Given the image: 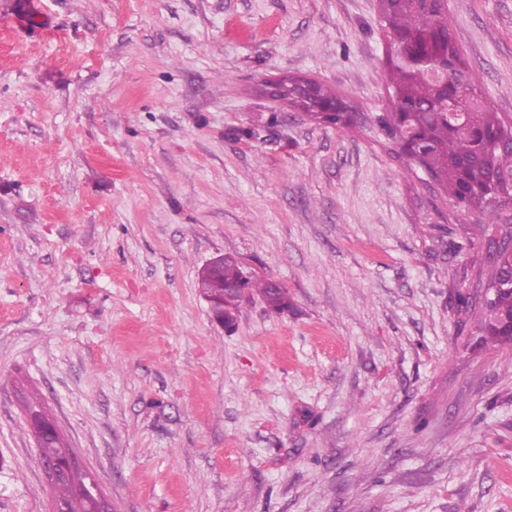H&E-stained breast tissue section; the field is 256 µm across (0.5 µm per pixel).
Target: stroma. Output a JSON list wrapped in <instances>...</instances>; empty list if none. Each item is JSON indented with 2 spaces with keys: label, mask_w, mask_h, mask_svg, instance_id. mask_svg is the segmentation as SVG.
Wrapping results in <instances>:
<instances>
[{
  "label": "stroma",
  "mask_w": 512,
  "mask_h": 512,
  "mask_svg": "<svg viewBox=\"0 0 512 512\" xmlns=\"http://www.w3.org/2000/svg\"><path fill=\"white\" fill-rule=\"evenodd\" d=\"M448 25L512 121V0ZM386 51L379 0H0V512H52L31 400L114 512H512V349L454 305L512 202L379 131ZM226 254L292 309L224 329ZM299 80L294 79H288L283 78L278 80L277 82L269 83L268 84V91L267 93L269 95H272V89L270 86L272 85L273 88V96L278 97L282 100H284L286 103L294 106V107H300L299 101L297 99L298 95L300 94V87L297 84ZM340 100L335 92L318 83L304 89V96H301L302 107L307 111L306 115L310 121L318 124L348 127L355 121V117L349 109L347 112H334V115L330 112H317L315 110L316 108L324 110L327 108V102L336 101V104H338ZM246 275L241 269L237 259L231 255H224L206 266L198 276V288L201 295L214 303L215 318L228 322L230 327L235 324L238 317L239 306L245 293L237 294L230 290ZM245 288L242 280L234 290Z\"/></svg>",
  "instance_id": "1"
}]
</instances>
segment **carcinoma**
Segmentation results:
<instances>
[{
    "label": "carcinoma",
    "mask_w": 512,
    "mask_h": 512,
    "mask_svg": "<svg viewBox=\"0 0 512 512\" xmlns=\"http://www.w3.org/2000/svg\"><path fill=\"white\" fill-rule=\"evenodd\" d=\"M382 21L389 41L387 73L390 112L380 117L381 126L400 151L424 172L431 174L449 199L464 209H482L509 194V187L495 183L498 168L508 160L507 139L512 126L482 103L480 80L474 74L448 31L446 0H381ZM273 96L302 106L310 121L348 127L351 112H326L327 103L340 101L336 93L316 83L304 90L294 79L273 83ZM456 96L464 111L458 128L448 123V98ZM245 277L237 259L224 255L206 266L198 276L201 295L214 303L215 318L233 325L243 295L231 288ZM512 255L499 254L491 266L488 282L500 283L486 307L457 295V311L477 317L485 343L512 347V334L504 325L512 322ZM274 311L290 306L287 292L270 281L248 282ZM43 460H58L65 452L62 441L47 436L40 444ZM77 474L56 486L57 501L65 512H91L90 500L78 493Z\"/></svg>",
    "instance_id": "cac0c4a2"
}]
</instances>
